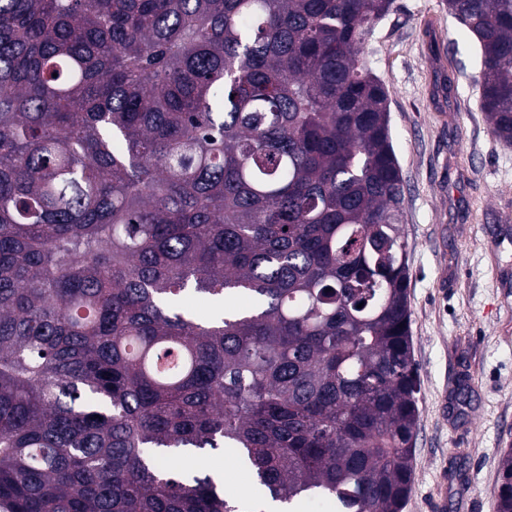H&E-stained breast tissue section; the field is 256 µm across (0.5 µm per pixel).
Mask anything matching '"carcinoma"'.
<instances>
[{"instance_id": "1", "label": "carcinoma", "mask_w": 512, "mask_h": 512, "mask_svg": "<svg viewBox=\"0 0 512 512\" xmlns=\"http://www.w3.org/2000/svg\"><path fill=\"white\" fill-rule=\"evenodd\" d=\"M394 0H0V512H401ZM512 146V0H446ZM211 304L199 315L178 297ZM497 512H512V448ZM204 467L211 473L220 471L224 473V490L239 495L247 494L253 486L251 473L241 467L236 459L227 453L217 450L212 452L205 460Z\"/></svg>"}]
</instances>
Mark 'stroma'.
<instances>
[{"mask_svg":"<svg viewBox=\"0 0 512 512\" xmlns=\"http://www.w3.org/2000/svg\"><path fill=\"white\" fill-rule=\"evenodd\" d=\"M365 55L404 178L419 417L403 512H496L512 448V147L489 130L475 39L445 0H395Z\"/></svg>","mask_w":512,"mask_h":512,"instance_id":"1","label":"stroma"}]
</instances>
